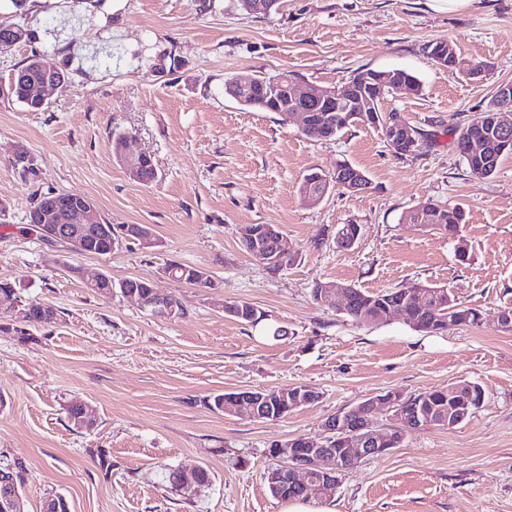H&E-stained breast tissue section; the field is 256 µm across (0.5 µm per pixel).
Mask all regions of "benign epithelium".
Listing matches in <instances>:
<instances>
[{"label":"benign epithelium","mask_w":512,"mask_h":512,"mask_svg":"<svg viewBox=\"0 0 512 512\" xmlns=\"http://www.w3.org/2000/svg\"><path fill=\"white\" fill-rule=\"evenodd\" d=\"M236 85L242 98H259L264 101L286 99L290 105L288 120H297L301 129H306L314 120L331 125L337 112H368L370 117L377 118L375 103L378 94L385 88H394L405 92L407 88L400 79L399 73L390 71L379 76L372 72L359 70L355 78L343 90L334 88L309 89L292 80L269 82L260 78L236 79ZM315 108H307L308 104ZM491 128L506 131L512 128V109L504 106L498 113L489 117ZM385 124L388 131V144L394 149L410 151L419 144L418 134L413 127L398 115L386 116ZM129 136L120 137L115 143V154L119 162L132 178H138L139 162L147 157L145 153H130L126 149ZM512 146V139L502 137L495 140L497 150L487 148L485 140L469 139L465 148L467 155L474 158L479 169L489 165L497 152H503ZM317 182L323 185L336 183L352 190L364 191L359 177L344 179V172L336 168L326 176H319ZM414 214L434 223H445L446 211L431 203L423 204L414 210ZM44 219L46 224L38 225L43 240L47 243H62L76 252L90 239L106 234L105 225L99 219L94 203L82 199L73 210L58 207L50 210ZM266 240H275L281 250L288 251V245L280 233L278 226L268 224L248 238L250 254L265 264L272 262L271 252L264 245ZM129 242H137L143 247L155 244L152 233L139 224H130L123 228L122 240L112 241V246L123 247ZM124 297L134 301L142 310L150 309L153 315L164 319H172L176 315L175 305L169 303L167 296L155 292L150 298H144L134 289L124 290ZM264 394L238 390L224 393L222 412L226 415L247 416L252 420L266 417ZM375 404L358 405L350 411L340 410L328 416L322 423L325 437L320 441L305 440V448L297 450L288 444L278 443L270 455L280 462V468L268 475L271 485L283 492L293 488L301 493L320 490L326 494L336 489V474L350 465H357L365 458L381 457L388 448L402 441L398 424H393L384 431L374 427L371 414ZM460 413L451 410L448 413L422 412L415 414V423L420 428H428L437 424L447 427L454 425ZM201 468L180 470V479L176 487L189 492L200 490L199 474ZM0 512H23L22 501L16 482L11 479L0 480Z\"/></svg>","instance_id":"obj_1"}]
</instances>
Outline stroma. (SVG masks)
I'll return each mask as SVG.
<instances>
[{
    "label": "stroma",
    "mask_w": 512,
    "mask_h": 512,
    "mask_svg": "<svg viewBox=\"0 0 512 512\" xmlns=\"http://www.w3.org/2000/svg\"><path fill=\"white\" fill-rule=\"evenodd\" d=\"M1 21L35 38L0 52V78L35 52L69 73L45 110L0 98V282L56 311L43 325L0 316V467L20 480L25 512H41L51 494L70 512H284L265 479L277 464L271 444L321 438L327 416L389 391L408 397L462 381L485 392L470 419L407 433L315 506L512 512V331L497 322L512 307V156L493 177L474 179L452 135L512 83V0H473L460 12L429 0H278L267 14L239 0H27L20 15L0 0ZM438 40L453 43L457 70L425 53ZM478 60L490 70L468 79ZM360 68L421 79V95L382 102L423 134L419 151L396 155L380 128L362 124L314 141L298 123L224 93L228 77L279 73L341 89ZM125 134L130 151L151 156L152 182L131 180L116 159ZM18 149L32 171L12 166ZM342 160L364 170L372 190L337 187L302 202L303 177ZM61 191L89 196L108 223L150 226L156 246L76 255L44 243L26 215L36 197ZM423 203L462 206L460 239L404 223ZM350 223L359 237L338 248L336 232ZM243 224L278 225L295 263L276 272L260 264L239 243ZM173 261L205 269L212 287L165 277ZM99 273L150 281L183 317L151 316L117 290L92 293L85 283ZM326 281L368 291L443 285L481 319L437 334L401 315L358 323L313 301V286ZM233 301L261 322L227 316ZM301 384L320 399L278 420L207 404L227 391ZM76 399L93 409V428L70 423ZM195 466L212 477L200 494L163 477Z\"/></svg>",
    "instance_id": "1"
}]
</instances>
